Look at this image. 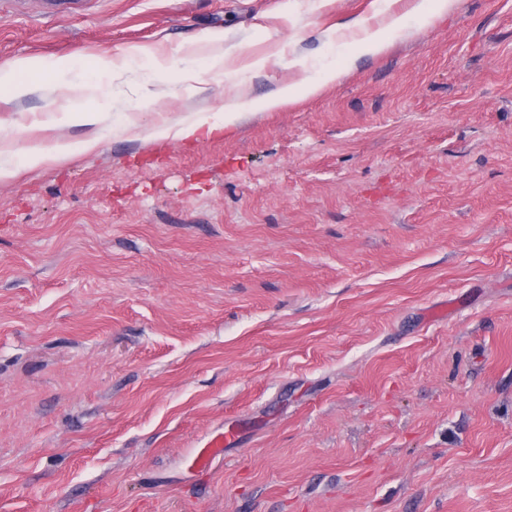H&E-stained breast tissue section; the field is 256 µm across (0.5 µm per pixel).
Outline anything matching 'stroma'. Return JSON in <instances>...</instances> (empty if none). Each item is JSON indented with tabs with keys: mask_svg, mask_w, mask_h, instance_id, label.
<instances>
[{
	"mask_svg": "<svg viewBox=\"0 0 512 512\" xmlns=\"http://www.w3.org/2000/svg\"><path fill=\"white\" fill-rule=\"evenodd\" d=\"M408 3L0 0V512H512V0ZM430 2L439 13H447L455 4V0H415L411 8L405 13L390 12L383 25L371 27L360 19H354L346 24L342 30L355 36L354 41L360 54L376 56L385 50L393 33L406 27L407 18L410 15L422 14L427 10V4ZM340 75L341 71L336 69V66H324L313 73H308L299 83L282 85L262 100L228 99L220 111L224 112L221 119L202 111L189 121H182L167 128L163 135H173L174 138L183 141L208 137L216 131L234 127L247 110L267 112L293 102L300 93L316 95L326 86L336 82ZM232 438L233 434L224 433L220 437L213 438L205 448L191 452L190 458L192 461V467L199 471L207 470L210 467L212 460L223 452L224 443L228 442Z\"/></svg>",
	"mask_w": 512,
	"mask_h": 512,
	"instance_id": "stroma-1",
	"label": "stroma"
}]
</instances>
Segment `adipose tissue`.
Masks as SVG:
<instances>
[{"mask_svg":"<svg viewBox=\"0 0 512 512\" xmlns=\"http://www.w3.org/2000/svg\"><path fill=\"white\" fill-rule=\"evenodd\" d=\"M455 0H414L409 13H389L383 25L371 27L361 20H353L346 24L345 29L355 37V43L360 54L375 56L382 53L391 37L397 31L405 28L408 15H419L427 7H434L437 12L445 13L451 10ZM341 72L335 66L328 65L307 74L301 82L288 83L279 87L268 97L261 100L229 99L223 108L222 118L200 112L191 120L182 121L169 127L168 132L180 140H198L212 135L219 130L234 127L245 111L267 112L293 102L299 94L315 95L326 86L336 82Z\"/></svg>","mask_w":512,"mask_h":512,"instance_id":"adipose-tissue-1","label":"adipose tissue"}]
</instances>
